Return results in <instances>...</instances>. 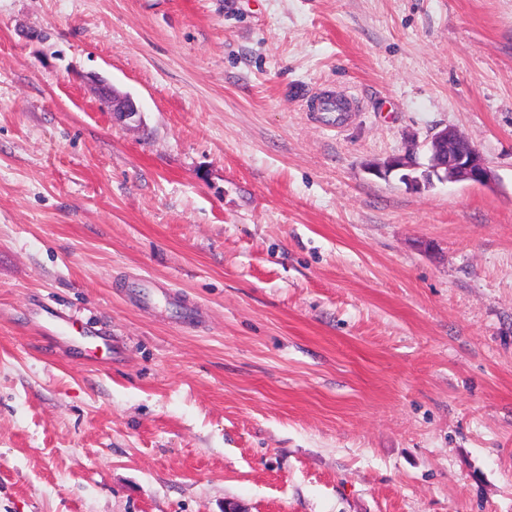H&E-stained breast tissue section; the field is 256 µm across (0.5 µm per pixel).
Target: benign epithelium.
I'll return each mask as SVG.
<instances>
[{
	"label": "benign epithelium",
	"mask_w": 512,
	"mask_h": 512,
	"mask_svg": "<svg viewBox=\"0 0 512 512\" xmlns=\"http://www.w3.org/2000/svg\"><path fill=\"white\" fill-rule=\"evenodd\" d=\"M98 91L102 96L112 99L121 118L132 121L139 115V109L131 98L117 94L104 83L98 87ZM421 148L428 154L429 164L426 167L417 161ZM422 167L426 168L423 177L406 176L408 185L413 189L429 185L437 177L442 182L468 181L480 185H488L494 179L478 146L465 139L456 129L448 127L434 133L421 145L410 142L403 153L390 157L382 166L374 169V172L384 175L396 170Z\"/></svg>",
	"instance_id": "1"
}]
</instances>
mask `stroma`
I'll return each mask as SVG.
<instances>
[{
	"label": "stroma",
	"instance_id": "stroma-1",
	"mask_svg": "<svg viewBox=\"0 0 512 512\" xmlns=\"http://www.w3.org/2000/svg\"><path fill=\"white\" fill-rule=\"evenodd\" d=\"M230 501L512 512V0H0V512ZM98 91L102 96L112 98L113 104L118 102L115 112H117L121 118L136 121L134 118L139 115L140 111L130 97L120 96L113 88L104 83L100 84ZM311 102L310 112H316L329 127H336V112H345L344 105L332 94L319 93ZM420 148H424L429 155L428 166L420 165L417 161ZM421 168H426L423 179L406 175L412 189L431 184L434 177H439V182L468 181L480 185H488L494 179L478 146L465 139L455 128L448 127L434 133L422 145L411 141L403 153L390 157L373 172L385 176L387 172Z\"/></svg>",
	"mask_w": 512,
	"mask_h": 512
}]
</instances>
